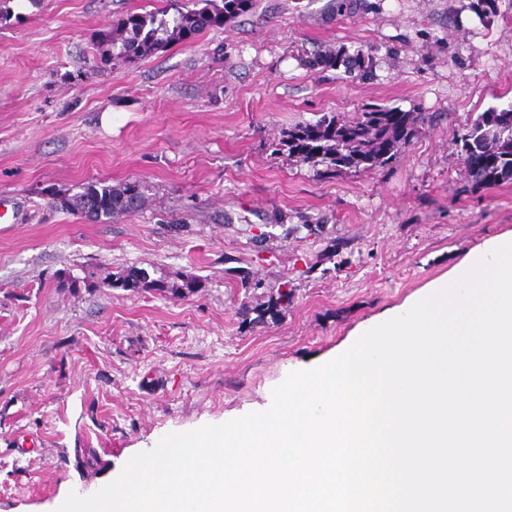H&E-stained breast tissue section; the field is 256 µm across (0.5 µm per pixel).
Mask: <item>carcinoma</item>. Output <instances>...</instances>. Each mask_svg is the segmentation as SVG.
Masks as SVG:
<instances>
[{
  "mask_svg": "<svg viewBox=\"0 0 512 512\" xmlns=\"http://www.w3.org/2000/svg\"><path fill=\"white\" fill-rule=\"evenodd\" d=\"M334 13L344 16L357 6L373 7L358 0H330ZM196 8L178 10L171 16L165 9L132 13L97 31L94 46L104 66L114 63L135 64L173 46L192 40L209 29H220L247 14L255 0H195ZM471 8L481 19L498 16V0H474ZM304 65L313 73L343 67L351 77L365 78L373 74L374 56L356 48L335 55L314 53ZM425 121V117L398 107L371 105L351 120L324 114L315 122L297 124L271 143L272 153L287 154L296 164L312 169L323 167V173L336 175L344 170L374 171L387 167L409 146ZM460 157L465 170L477 186L488 187L512 181V104L498 110L490 108L474 119L460 138ZM147 186L140 182L112 185L107 181H91L81 191L69 194L55 191L53 204L60 210L79 212L89 222L107 224L118 214L134 213L146 203ZM80 274L57 287L74 290L104 282L110 288L133 293L183 297L193 291L195 283L169 282L155 279L140 267L130 265L100 278L95 265L78 266Z\"/></svg>",
  "mask_w": 512,
  "mask_h": 512,
  "instance_id": "cac0c4a2",
  "label": "carcinoma"
}]
</instances>
